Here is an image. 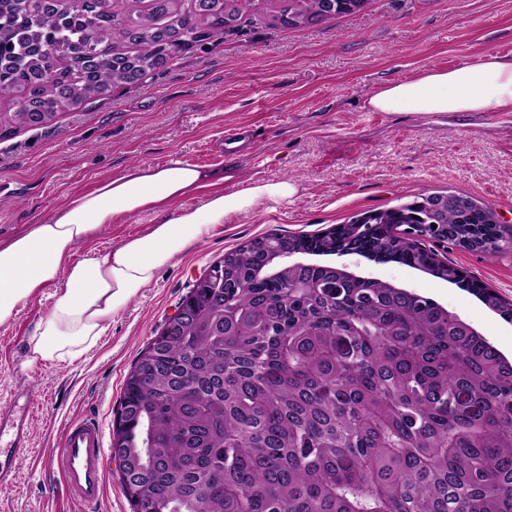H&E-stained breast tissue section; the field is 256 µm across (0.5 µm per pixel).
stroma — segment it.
I'll return each mask as SVG.
<instances>
[{
  "instance_id": "stroma-1",
  "label": "stroma",
  "mask_w": 512,
  "mask_h": 512,
  "mask_svg": "<svg viewBox=\"0 0 512 512\" xmlns=\"http://www.w3.org/2000/svg\"><path fill=\"white\" fill-rule=\"evenodd\" d=\"M276 7L259 0L219 45L203 40L177 49L137 83L114 86L49 124L9 127L0 136V239L50 216L70 192L133 165L231 167L245 179L286 177L297 185L287 201L236 215L222 233L190 247L70 365L34 361L27 352L51 295L0 325V407L16 389L34 395L32 441L12 479L0 484V512H78L47 465L77 418L99 425L106 448L95 512H133L111 448L125 377L193 285L253 239L324 233L354 215L449 188L492 206L505 239L495 252L427 238L423 247L512 302V123L363 107L378 84L474 63L489 51L512 54V0H371L359 13L297 29L270 22ZM238 126L249 129L255 153L225 158L224 134ZM153 221L145 214L107 225L76 255L106 251ZM289 261L342 267L427 296L512 361V319L432 271L358 255L296 253Z\"/></svg>"
}]
</instances>
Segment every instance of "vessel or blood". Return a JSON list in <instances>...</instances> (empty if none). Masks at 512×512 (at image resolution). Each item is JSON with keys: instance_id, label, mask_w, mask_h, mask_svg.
<instances>
[{"instance_id": "vessel-or-blood-1", "label": "vessel or blood", "mask_w": 512, "mask_h": 512, "mask_svg": "<svg viewBox=\"0 0 512 512\" xmlns=\"http://www.w3.org/2000/svg\"><path fill=\"white\" fill-rule=\"evenodd\" d=\"M32 403V394L19 390L13 393L10 406L0 410V449L7 452L5 460L0 461V482L13 475L16 460L30 445ZM102 454L98 427L81 419L68 423L59 448L48 460L49 467L61 476L69 496L88 512H94L101 497Z\"/></svg>"}]
</instances>
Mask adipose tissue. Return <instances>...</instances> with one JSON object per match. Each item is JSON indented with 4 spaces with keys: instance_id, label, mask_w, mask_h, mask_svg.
<instances>
[{
    "instance_id": "ef3b65f1",
    "label": "adipose tissue",
    "mask_w": 512,
    "mask_h": 512,
    "mask_svg": "<svg viewBox=\"0 0 512 512\" xmlns=\"http://www.w3.org/2000/svg\"><path fill=\"white\" fill-rule=\"evenodd\" d=\"M373 112L512 115V55L485 53L478 62L379 86L365 102ZM287 179L225 189L224 175L206 166L172 162L130 167L121 176L71 194L47 221L0 240V324L20 305L52 289L53 302L28 341L35 360L70 364L96 347L123 310L159 272L190 246L213 235L230 217L265 202L292 197ZM199 203L183 206V199ZM157 215L144 232L102 254L76 258L77 247L107 224Z\"/></svg>"
}]
</instances>
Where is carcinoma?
I'll use <instances>...</instances> for the list:
<instances>
[{
	"instance_id": "carcinoma-1",
	"label": "carcinoma",
	"mask_w": 512,
	"mask_h": 512,
	"mask_svg": "<svg viewBox=\"0 0 512 512\" xmlns=\"http://www.w3.org/2000/svg\"><path fill=\"white\" fill-rule=\"evenodd\" d=\"M0 0V98L8 121L29 124L145 75L175 48L225 31L257 0ZM278 0L273 20L292 27L357 13L371 0ZM168 27L184 40L160 44ZM139 30L130 39L131 29ZM118 64L94 77L84 54ZM46 84L15 97L29 73ZM62 82L68 94L55 92ZM451 196L437 210L434 200ZM357 224H372L365 237ZM397 224L474 227L482 248L502 240L486 203L442 190L359 214L332 231L286 238L311 254L340 248L434 268L512 319V304L394 233ZM264 239L227 254L181 302L190 320L149 342L127 374L119 413L135 472L121 480L134 512H512V363L433 300L328 266L261 264ZM246 287L216 293L212 280Z\"/></svg>"
}]
</instances>
